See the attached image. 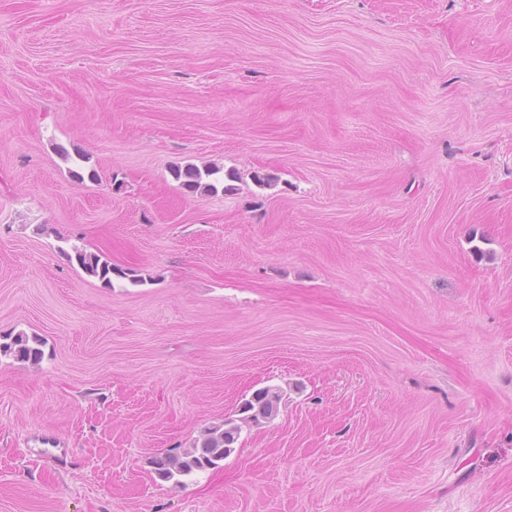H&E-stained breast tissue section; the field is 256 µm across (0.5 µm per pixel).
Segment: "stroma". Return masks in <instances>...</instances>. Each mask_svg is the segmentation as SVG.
<instances>
[{
  "label": "stroma",
  "mask_w": 512,
  "mask_h": 512,
  "mask_svg": "<svg viewBox=\"0 0 512 512\" xmlns=\"http://www.w3.org/2000/svg\"><path fill=\"white\" fill-rule=\"evenodd\" d=\"M20 331L0 512H512V0H0ZM217 169H206L202 172L199 168L193 165H186L185 167H175L173 175L176 180L181 182V185L189 191H212L217 192L215 184L210 182L203 183V178L210 177L217 174ZM74 257L88 275L99 278L104 284H111L114 275L123 278L128 276L123 269L113 266L112 262L100 253L75 249ZM43 345L44 341L40 337L20 331L6 336L3 342H0V357H12L15 360L36 366L43 360ZM283 393L279 385L255 390L242 403L243 416L224 418L222 423L205 428L188 448L178 453L156 456L152 461L155 473L163 481L183 485L181 478L217 467L233 452H228V448L237 442L243 426L268 423L278 415Z\"/></svg>",
  "instance_id": "obj_1"
}]
</instances>
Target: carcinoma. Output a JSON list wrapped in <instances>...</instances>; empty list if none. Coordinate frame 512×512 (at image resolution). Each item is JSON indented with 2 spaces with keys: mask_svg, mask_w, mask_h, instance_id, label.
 <instances>
[{
  "mask_svg": "<svg viewBox=\"0 0 512 512\" xmlns=\"http://www.w3.org/2000/svg\"><path fill=\"white\" fill-rule=\"evenodd\" d=\"M218 173L216 169L205 171L193 165L174 168L173 175L189 191H217L216 185L203 181V178ZM77 264L90 276L99 278L104 284L112 285V276L126 277L127 273L112 265L100 253L74 250ZM44 341L36 336L19 331L0 342V357L37 366L44 357ZM284 389L279 385H269L255 390L241 406L242 416L226 418L223 422L205 428L200 436L187 448L178 453L161 454L152 464L157 476L163 481L183 484L182 478L219 465L230 455L228 448L238 440L242 428L250 424L256 426L272 421L279 413Z\"/></svg>",
  "mask_w": 512,
  "mask_h": 512,
  "instance_id": "carcinoma-1",
  "label": "carcinoma"
}]
</instances>
